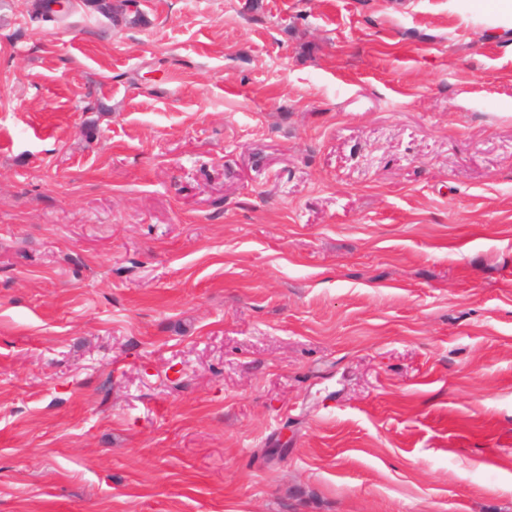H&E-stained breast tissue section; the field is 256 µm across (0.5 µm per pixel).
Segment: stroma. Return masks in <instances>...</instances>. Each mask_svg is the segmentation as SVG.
Returning <instances> with one entry per match:
<instances>
[{"label": "stroma", "mask_w": 512, "mask_h": 512, "mask_svg": "<svg viewBox=\"0 0 512 512\" xmlns=\"http://www.w3.org/2000/svg\"><path fill=\"white\" fill-rule=\"evenodd\" d=\"M0 0V512H512L492 0Z\"/></svg>", "instance_id": "stroma-1"}]
</instances>
